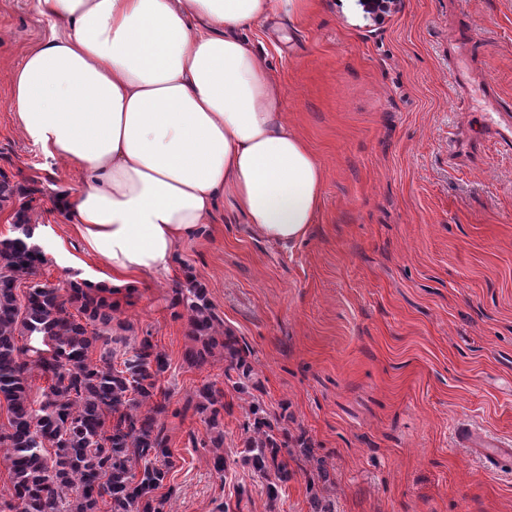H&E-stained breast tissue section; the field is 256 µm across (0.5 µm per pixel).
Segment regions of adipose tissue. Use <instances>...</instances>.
Here are the masks:
<instances>
[{"label":"adipose tissue","mask_w":512,"mask_h":512,"mask_svg":"<svg viewBox=\"0 0 512 512\" xmlns=\"http://www.w3.org/2000/svg\"><path fill=\"white\" fill-rule=\"evenodd\" d=\"M307 0H37L48 36L14 70L23 137L78 172L59 195L123 288L171 270L231 205L257 238L303 241L326 170L247 36Z\"/></svg>","instance_id":"ef3b65f1"}]
</instances>
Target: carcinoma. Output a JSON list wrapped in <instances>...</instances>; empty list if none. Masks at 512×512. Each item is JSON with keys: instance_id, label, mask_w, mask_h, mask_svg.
I'll return each mask as SVG.
<instances>
[{"instance_id": "carcinoma-1", "label": "carcinoma", "mask_w": 512, "mask_h": 512, "mask_svg": "<svg viewBox=\"0 0 512 512\" xmlns=\"http://www.w3.org/2000/svg\"><path fill=\"white\" fill-rule=\"evenodd\" d=\"M26 188L0 172V208L19 200L13 234L0 239V456L7 462L12 492L0 512H164L172 491L158 494L175 468L169 436L156 400L167 371L166 356L143 337L121 367L112 363V321L118 304L87 282L72 281L67 295L35 280L45 257L33 237ZM29 281L24 297L16 290ZM188 311L189 337L201 344L188 358L201 364L221 348L238 374L235 387L248 388L252 366L237 341L216 338L218 319L205 290L188 289L175 304ZM33 342L20 346L19 338ZM98 357H92L94 350ZM52 374L42 400L31 398L33 369ZM196 410L211 433L213 468L225 477L224 392L208 383L198 391ZM244 463L266 480L270 496L288 480V433L260 403L249 407Z\"/></svg>"}]
</instances>
